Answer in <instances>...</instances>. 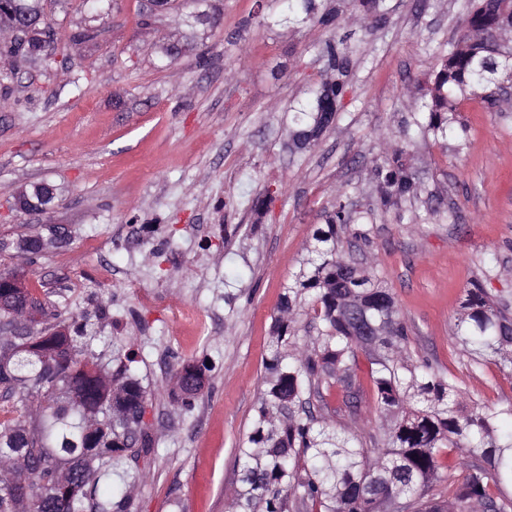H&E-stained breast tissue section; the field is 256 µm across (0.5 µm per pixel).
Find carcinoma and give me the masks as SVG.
I'll return each instance as SVG.
<instances>
[{
    "label": "carcinoma",
    "mask_w": 512,
    "mask_h": 512,
    "mask_svg": "<svg viewBox=\"0 0 512 512\" xmlns=\"http://www.w3.org/2000/svg\"><path fill=\"white\" fill-rule=\"evenodd\" d=\"M325 0H288L286 21L296 27L339 25ZM365 25L386 20V0H347ZM463 34L436 53L426 90L415 97L403 137L428 134L445 141L462 103L498 104L512 80V47L494 33L512 35V0H469ZM32 33L0 54L42 58L54 30L31 15ZM324 68L294 107L291 140L298 150L315 144L344 109L353 67L343 39L318 49ZM383 207L421 194L403 147L388 144L373 172ZM358 217L336 199L274 316L262 389L251 428L236 448L237 480L228 512H512V419L506 408L482 406L467 391L409 352V327L391 289L373 269L344 258L341 233ZM379 326L362 337L352 310ZM315 335H300V316ZM457 341L479 366L494 360L512 370V307L494 301L481 280L466 289ZM16 350L0 357V401L20 403L16 418L0 423V512H135L136 485L155 459L156 439L144 414L152 404L131 371L129 348L112 358L96 353L98 340L82 318L66 332H28ZM377 417L375 432L337 423L356 417L364 394L359 355ZM207 367L186 362L174 373L173 400L193 406L206 384ZM189 377L196 388L180 380ZM341 406L330 405L331 395ZM452 452L458 467H445Z\"/></svg>",
    "instance_id": "carcinoma-1"
}]
</instances>
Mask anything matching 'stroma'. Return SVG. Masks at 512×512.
I'll return each mask as SVG.
<instances>
[{
	"instance_id": "stroma-1",
	"label": "stroma",
	"mask_w": 512,
	"mask_h": 512,
	"mask_svg": "<svg viewBox=\"0 0 512 512\" xmlns=\"http://www.w3.org/2000/svg\"><path fill=\"white\" fill-rule=\"evenodd\" d=\"M362 29L264 24L279 0H206L159 13L148 0H47L58 43L0 83V271L16 272L58 324L86 315L111 353L133 335V369L154 391L147 414L158 453L135 493L139 512H227L235 451L249 431L272 318L325 210L345 186L359 219L344 250L371 264L410 328V350L483 405L512 404V374L472 366L453 338L464 290L478 279L512 301V106L463 105L445 143L403 140L404 96L462 33L467 0H387ZM94 31L68 44V35ZM345 36L353 68L343 118L312 149L290 141L292 106L323 68L317 49ZM402 141L423 187L376 208L381 140ZM47 181L42 215L14 207ZM271 192L268 210L252 201ZM441 216L425 219L427 206ZM64 228V245L51 242ZM25 236L47 244L19 253ZM208 360L206 388L182 412L163 388L178 362Z\"/></svg>"
}]
</instances>
